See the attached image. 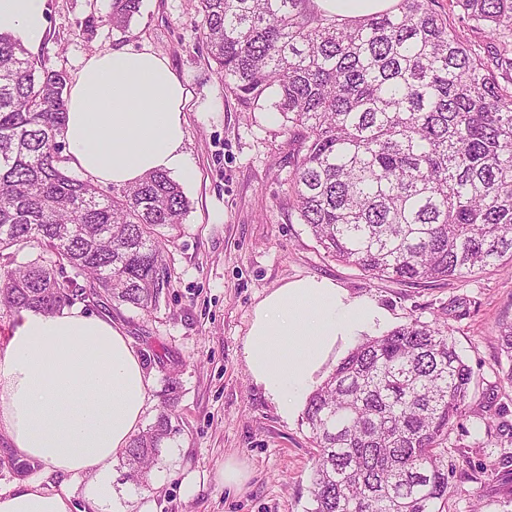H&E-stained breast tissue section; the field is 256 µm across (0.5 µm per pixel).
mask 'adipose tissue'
Returning a JSON list of instances; mask_svg holds the SVG:
<instances>
[{
	"label": "adipose tissue",
	"instance_id": "obj_1",
	"mask_svg": "<svg viewBox=\"0 0 512 512\" xmlns=\"http://www.w3.org/2000/svg\"><path fill=\"white\" fill-rule=\"evenodd\" d=\"M45 0H0V34L39 45ZM188 94L149 50L90 57L68 94L63 137L72 166L94 181L127 186L160 171L190 179L182 150ZM384 308L322 278L273 289L256 305L243 344L253 382L286 419L324 379L345 345L382 327ZM151 380L122 328L78 307L28 310L0 345V434L20 460L110 492L109 463L140 430ZM0 512H74L68 495L21 480L0 491Z\"/></svg>",
	"mask_w": 512,
	"mask_h": 512
}]
</instances>
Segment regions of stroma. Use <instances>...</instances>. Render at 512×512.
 <instances>
[{
    "label": "stroma",
    "mask_w": 512,
    "mask_h": 512,
    "mask_svg": "<svg viewBox=\"0 0 512 512\" xmlns=\"http://www.w3.org/2000/svg\"><path fill=\"white\" fill-rule=\"evenodd\" d=\"M110 0H47L48 27L36 56L75 79L92 55L143 48L165 58L190 98L183 149L194 176L181 224L166 230L163 253L171 285L150 311L83 302L112 318L140 354L151 378L143 426L161 408L168 378L181 384L163 443L146 484L127 477L122 460L109 467L112 501L93 503L92 481L61 476L18 461L0 440V490L31 478L70 496L82 512H308L316 450L303 417L285 420L248 373L244 339L256 304L273 288L309 277L332 280L390 315L389 327L412 319L448 326L471 367L470 413L449 435L458 470H484L485 486L451 481L445 512H512V477L497 468L512 435L490 431L474 411L488 399L512 424V383L504 381L497 344L512 321V267L477 270L429 287L376 279L329 256L301 224L291 194L299 146L281 116L246 111L215 72L198 0H141L128 31L107 21ZM235 460L247 478H220Z\"/></svg>",
    "instance_id": "obj_1"
}]
</instances>
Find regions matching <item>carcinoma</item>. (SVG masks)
<instances>
[{"instance_id":"cac0c4a2","label":"carcinoma","mask_w":512,"mask_h":512,"mask_svg":"<svg viewBox=\"0 0 512 512\" xmlns=\"http://www.w3.org/2000/svg\"><path fill=\"white\" fill-rule=\"evenodd\" d=\"M216 72L297 135L292 193L325 252L374 278L447 281L512 263V0H396L358 19L314 0H199ZM141 0H111L124 31ZM68 79L0 34V253L54 256L3 273L0 305L53 313L84 296L145 312L170 287L161 229L190 203L168 174L102 193L69 174ZM72 267L89 287L64 275ZM512 383V322L500 327ZM470 366L447 329L413 319L366 339L309 396L310 512H443L442 444L466 413ZM173 431L164 409L125 451L143 480Z\"/></svg>"}]
</instances>
